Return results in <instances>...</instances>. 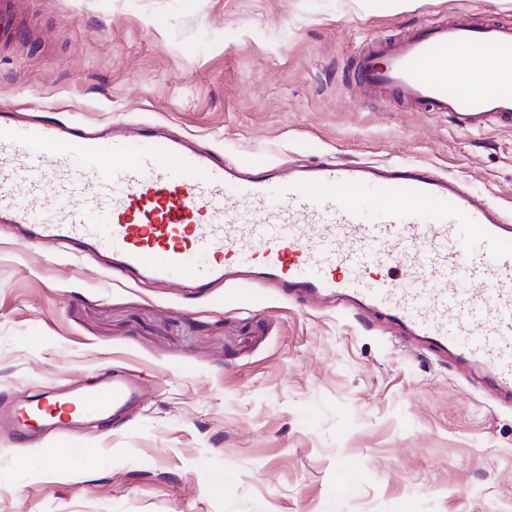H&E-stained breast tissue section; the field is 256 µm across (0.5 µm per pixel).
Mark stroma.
Masks as SVG:
<instances>
[{"instance_id": "stroma-1", "label": "stroma", "mask_w": 512, "mask_h": 512, "mask_svg": "<svg viewBox=\"0 0 512 512\" xmlns=\"http://www.w3.org/2000/svg\"><path fill=\"white\" fill-rule=\"evenodd\" d=\"M48 43L0 54V108L50 122L152 118L284 166L410 161L512 214V128L359 88L378 39L439 19L512 24V0H30ZM142 405L18 445L0 427V512H512V406L383 320L226 286L106 274L0 224V406L103 374ZM96 449L84 465L72 448ZM223 472L224 491L210 475Z\"/></svg>"}]
</instances>
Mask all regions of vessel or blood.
<instances>
[{
    "instance_id": "1",
    "label": "vessel or blood",
    "mask_w": 512,
    "mask_h": 512,
    "mask_svg": "<svg viewBox=\"0 0 512 512\" xmlns=\"http://www.w3.org/2000/svg\"><path fill=\"white\" fill-rule=\"evenodd\" d=\"M22 0H0V45L36 42ZM495 52L494 89L447 71L448 54ZM355 84L447 115L459 131L512 128V24L440 21L358 57ZM0 224L107 254L110 268L193 293L257 295L271 280L295 299L328 296L382 314L412 341L490 360L486 383L512 396V217L459 181L414 163L328 157L279 175L266 159L226 165L165 125L126 131L0 112ZM431 288L414 289L420 279ZM125 378L16 403L12 435L99 419L140 402Z\"/></svg>"
}]
</instances>
